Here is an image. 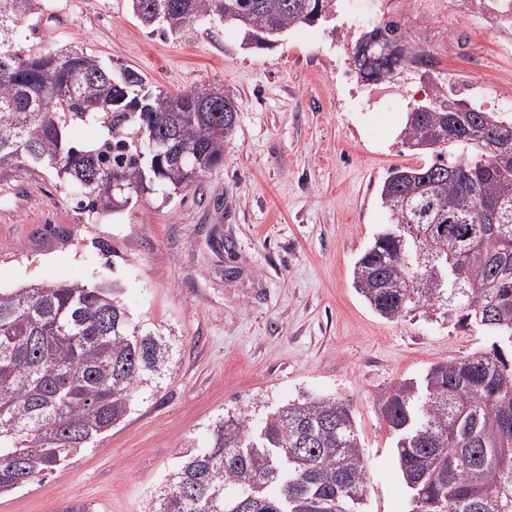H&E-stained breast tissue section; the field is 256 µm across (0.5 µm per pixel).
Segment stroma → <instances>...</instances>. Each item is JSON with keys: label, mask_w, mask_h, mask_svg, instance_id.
I'll return each mask as SVG.
<instances>
[{"label": "stroma", "mask_w": 512, "mask_h": 512, "mask_svg": "<svg viewBox=\"0 0 512 512\" xmlns=\"http://www.w3.org/2000/svg\"><path fill=\"white\" fill-rule=\"evenodd\" d=\"M433 64L407 81L353 78L363 34L345 15L246 47L232 25L199 20L176 35L144 28L128 0H52L31 43L71 44L179 93L221 89L238 108L222 162L187 190L164 186L108 217L50 169H0V290L118 283L135 322L176 347L158 386L67 469L0 498V512H146L180 453L207 447L216 421L303 395L339 397L364 446L363 512H409L378 396L436 363L490 346L481 329L420 314L388 320L353 268L387 222L379 189L422 156L399 133L410 101L451 80L512 116V35L456 0H380Z\"/></svg>", "instance_id": "obj_1"}]
</instances>
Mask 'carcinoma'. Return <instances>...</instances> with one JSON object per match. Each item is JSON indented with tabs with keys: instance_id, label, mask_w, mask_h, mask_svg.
<instances>
[{
	"instance_id": "obj_1",
	"label": "carcinoma",
	"mask_w": 512,
	"mask_h": 512,
	"mask_svg": "<svg viewBox=\"0 0 512 512\" xmlns=\"http://www.w3.org/2000/svg\"><path fill=\"white\" fill-rule=\"evenodd\" d=\"M130 2L145 28L176 34L217 18L261 49L337 9V0ZM50 8L0 0V169L46 166L99 216L158 184L186 190L222 161L233 101L207 87L157 93L86 48L25 46ZM456 103L439 90L424 101L429 111L413 119L420 103L407 108L402 143L434 159L391 169L380 187L389 222L355 263L353 284L387 319L440 313L491 337L379 395L410 512H512V157L495 148L512 139V121L481 105L455 112ZM79 124L98 127V141L75 143ZM170 352L163 335L131 321L115 285L0 291V496L63 472L122 423ZM366 485L349 406L306 395L256 425L245 412L225 416L209 447L182 455L148 512H361Z\"/></svg>"
}]
</instances>
